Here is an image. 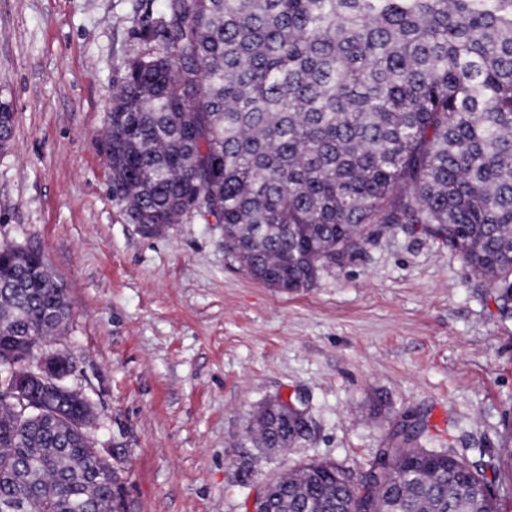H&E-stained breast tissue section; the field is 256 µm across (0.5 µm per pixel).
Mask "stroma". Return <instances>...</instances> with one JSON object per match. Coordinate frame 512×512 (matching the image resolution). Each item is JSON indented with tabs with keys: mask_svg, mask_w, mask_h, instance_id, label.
<instances>
[{
	"mask_svg": "<svg viewBox=\"0 0 512 512\" xmlns=\"http://www.w3.org/2000/svg\"><path fill=\"white\" fill-rule=\"evenodd\" d=\"M161 0H0V244L43 253L71 305L55 348L77 362L99 437L128 448L137 512H251L254 486L310 459L360 473L423 416L434 444L497 453L512 412V321L423 234L367 245L284 292L196 219L143 235L112 197L103 129L131 33ZM303 397L312 429L267 458L243 444L265 400ZM254 463L251 485L239 467Z\"/></svg>",
	"mask_w": 512,
	"mask_h": 512,
	"instance_id": "35a3bbf8",
	"label": "stroma"
}]
</instances>
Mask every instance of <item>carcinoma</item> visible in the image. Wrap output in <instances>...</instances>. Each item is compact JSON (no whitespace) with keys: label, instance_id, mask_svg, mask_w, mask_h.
<instances>
[{"label":"carcinoma","instance_id":"1","mask_svg":"<svg viewBox=\"0 0 512 512\" xmlns=\"http://www.w3.org/2000/svg\"><path fill=\"white\" fill-rule=\"evenodd\" d=\"M106 115L112 197L148 226L213 217L254 279L312 287L387 233L456 252L512 316V0H164ZM14 112L0 101V151ZM0 512H133L125 467L35 390V420L6 399L40 340L71 315L53 277L12 270L42 255L0 245ZM311 419L264 402L243 438L295 448ZM417 417L359 477L309 461L272 479L275 512H504L512 423L500 452L469 460L421 444Z\"/></svg>","mask_w":512,"mask_h":512}]
</instances>
